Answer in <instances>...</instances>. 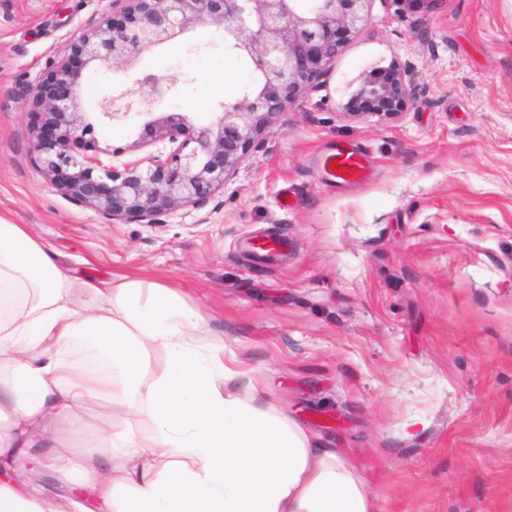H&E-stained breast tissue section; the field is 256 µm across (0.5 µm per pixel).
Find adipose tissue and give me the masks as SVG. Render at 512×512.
<instances>
[{"label":"adipose tissue","mask_w":512,"mask_h":512,"mask_svg":"<svg viewBox=\"0 0 512 512\" xmlns=\"http://www.w3.org/2000/svg\"><path fill=\"white\" fill-rule=\"evenodd\" d=\"M207 334L168 286L69 276L48 241L0 218V512H72L50 472L108 512H374L342 454L226 392L239 372ZM141 411L151 441L113 434V415ZM88 419L98 457L69 443Z\"/></svg>","instance_id":"1"}]
</instances>
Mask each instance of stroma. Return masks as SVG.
<instances>
[{"label": "stroma", "instance_id": "stroma-1", "mask_svg": "<svg viewBox=\"0 0 512 512\" xmlns=\"http://www.w3.org/2000/svg\"><path fill=\"white\" fill-rule=\"evenodd\" d=\"M112 0H0V217L55 247L71 275L160 282L200 311L210 347L370 489L375 512H512V0H374L326 79L288 108L223 189L156 226L62 195L29 152L31 87ZM397 64L412 101L388 118L345 105ZM174 75L156 113L215 118L251 77L196 25L132 65L88 73L100 147L144 123L98 112L142 73ZM340 144L366 182L327 181ZM287 242L267 260L251 248ZM338 413L328 428L318 414Z\"/></svg>", "mask_w": 512, "mask_h": 512}]
</instances>
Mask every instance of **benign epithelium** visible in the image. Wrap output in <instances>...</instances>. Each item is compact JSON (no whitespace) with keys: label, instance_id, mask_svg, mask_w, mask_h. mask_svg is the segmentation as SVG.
I'll use <instances>...</instances> for the list:
<instances>
[{"label":"benign epithelium","instance_id":"obj_1","mask_svg":"<svg viewBox=\"0 0 512 512\" xmlns=\"http://www.w3.org/2000/svg\"><path fill=\"white\" fill-rule=\"evenodd\" d=\"M112 0L122 20L107 16L81 29L30 90L34 127L30 151L40 172L76 204L114 221L158 225L178 210L204 203L236 173L277 116L318 86L346 40L359 33L373 0ZM195 24L233 34L257 73L255 84L210 124L173 112L143 124L122 150L94 140L78 159L70 147L91 128L81 101L84 69L132 64ZM177 80L144 73L133 87L104 97L100 114L128 120L162 98ZM411 90L396 66L375 67L347 103L354 115L396 116ZM155 145L141 158L128 153Z\"/></svg>","mask_w":512,"mask_h":512}]
</instances>
